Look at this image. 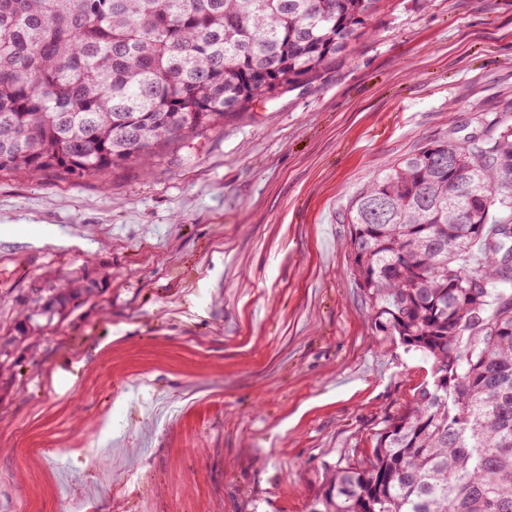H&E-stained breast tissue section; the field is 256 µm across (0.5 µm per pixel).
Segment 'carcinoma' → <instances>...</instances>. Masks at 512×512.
Returning a JSON list of instances; mask_svg holds the SVG:
<instances>
[{
	"label": "carcinoma",
	"instance_id": "obj_1",
	"mask_svg": "<svg viewBox=\"0 0 512 512\" xmlns=\"http://www.w3.org/2000/svg\"><path fill=\"white\" fill-rule=\"evenodd\" d=\"M375 0H0V176L151 167L319 78ZM512 124L434 140L375 176L345 222L376 331L432 360L372 458L311 512H512ZM32 300L25 320L97 290Z\"/></svg>",
	"mask_w": 512,
	"mask_h": 512
}]
</instances>
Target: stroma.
<instances>
[{
    "instance_id": "stroma-1",
    "label": "stroma",
    "mask_w": 512,
    "mask_h": 512,
    "mask_svg": "<svg viewBox=\"0 0 512 512\" xmlns=\"http://www.w3.org/2000/svg\"><path fill=\"white\" fill-rule=\"evenodd\" d=\"M512 119V0H378L316 82L149 171L0 177V512H311L432 362L377 334L354 196L427 143ZM99 440L101 454L82 452ZM99 287L100 284L97 280L83 278L81 281L73 283L67 292L61 293L64 294L63 298H59L57 295L52 293L54 291L53 289L52 292L49 289L48 292L50 295L47 299L44 300L43 296L40 294L32 300L30 312L25 315V320L31 321L34 316L62 311L67 308L72 301L78 299L84 294L94 292Z\"/></svg>"
}]
</instances>
